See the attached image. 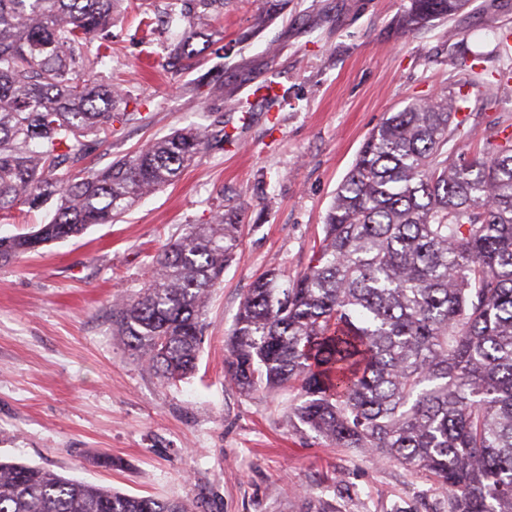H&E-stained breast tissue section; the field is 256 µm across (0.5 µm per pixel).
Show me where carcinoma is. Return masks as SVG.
Listing matches in <instances>:
<instances>
[{
	"label": "carcinoma",
	"mask_w": 512,
	"mask_h": 512,
	"mask_svg": "<svg viewBox=\"0 0 512 512\" xmlns=\"http://www.w3.org/2000/svg\"><path fill=\"white\" fill-rule=\"evenodd\" d=\"M123 0H0V214L53 207L49 222L0 236V262L112 224L224 145L223 116L172 131L104 168L85 166L88 138L134 120L112 85L81 73L112 50ZM167 67L188 71L198 25L224 0H180ZM470 0H411L410 30ZM97 43L96 56L84 48ZM466 79L392 113L369 134L324 219L310 265L282 287L249 288L230 333L225 378L242 392L299 390L293 416L338 447L389 455L448 493V512H512V135L466 151ZM240 224L222 211L157 251L143 287L112 303L116 335L156 378L194 374L210 289ZM0 512H191L0 459Z\"/></svg>",
	"instance_id": "cac0c4a2"
}]
</instances>
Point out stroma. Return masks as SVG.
Listing matches in <instances>:
<instances>
[{
	"label": "stroma",
	"mask_w": 512,
	"mask_h": 512,
	"mask_svg": "<svg viewBox=\"0 0 512 512\" xmlns=\"http://www.w3.org/2000/svg\"><path fill=\"white\" fill-rule=\"evenodd\" d=\"M176 0H134L112 23V55L83 77L115 84L136 120L86 163L99 168L172 130L224 116V147L121 221L0 264V456L193 512H448L446 493L395 458L339 448L292 420L295 388L241 393L226 341L252 282L307 268L323 218L369 133L391 113L456 88L461 57L512 68L497 34L512 0H472L417 30L408 0H224L196 68L165 69ZM274 85L269 101L253 96ZM471 153L512 134V83L469 103ZM242 215L239 249L213 288L196 372L161 383L112 334V303L137 292L172 237ZM110 457L111 466L97 465Z\"/></svg>",
	"instance_id": "stroma-1"
}]
</instances>
